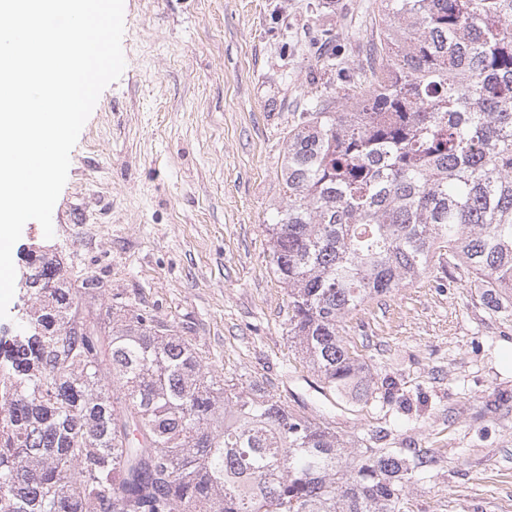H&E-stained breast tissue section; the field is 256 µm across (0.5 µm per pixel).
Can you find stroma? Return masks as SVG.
Masks as SVG:
<instances>
[{
	"label": "stroma",
	"mask_w": 512,
	"mask_h": 512,
	"mask_svg": "<svg viewBox=\"0 0 512 512\" xmlns=\"http://www.w3.org/2000/svg\"><path fill=\"white\" fill-rule=\"evenodd\" d=\"M379 0H124L121 77L71 152L51 242L77 317L103 335L136 314L187 340L207 371L278 393L350 447L421 451L402 512H512V315L434 264L371 299L341 334L391 401L323 389L288 334L266 226L285 205L286 137L305 103L368 85ZM332 28L341 69L318 70ZM99 284L87 292L84 284Z\"/></svg>",
	"instance_id": "1"
}]
</instances>
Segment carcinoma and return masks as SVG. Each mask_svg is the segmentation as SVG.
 Listing matches in <instances>:
<instances>
[{
    "label": "carcinoma",
    "mask_w": 512,
    "mask_h": 512,
    "mask_svg": "<svg viewBox=\"0 0 512 512\" xmlns=\"http://www.w3.org/2000/svg\"><path fill=\"white\" fill-rule=\"evenodd\" d=\"M379 68L351 108L312 99L288 132L268 225L288 333L324 387L371 382L343 318L436 258L512 311V0H381ZM22 333L0 341V512H401L432 460L344 452L270 392L204 371L138 315L73 320L61 263L30 250ZM111 376L119 383L114 396Z\"/></svg>",
    "instance_id": "carcinoma-1"
}]
</instances>
